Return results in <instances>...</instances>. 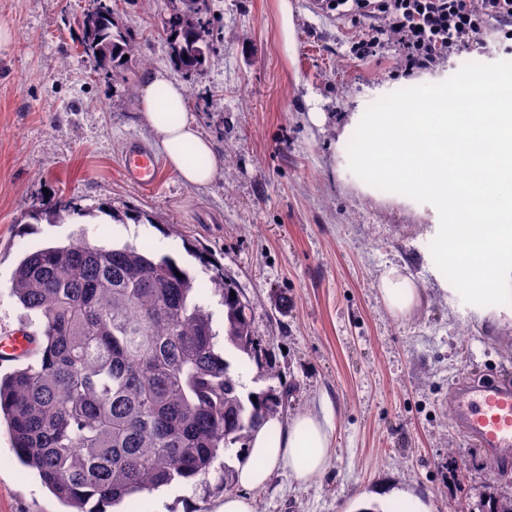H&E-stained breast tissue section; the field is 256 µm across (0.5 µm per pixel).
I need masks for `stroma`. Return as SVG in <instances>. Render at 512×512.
<instances>
[{
	"label": "stroma",
	"instance_id": "obj_1",
	"mask_svg": "<svg viewBox=\"0 0 512 512\" xmlns=\"http://www.w3.org/2000/svg\"><path fill=\"white\" fill-rule=\"evenodd\" d=\"M210 53L185 76L188 103L224 161L205 187L168 167L145 189L127 182L128 141L153 149L135 119L141 75L171 68L162 31L170 0H112L146 63L123 84L91 75L79 21L93 0H0L14 41L0 51V336L32 332L11 296L25 251L86 233L100 246H150L197 277L222 330L210 266L235 281L274 373L238 364L247 389L284 395L287 421L313 412L332 426L327 465L308 481L274 473L249 491L255 512H358L383 494L382 512H474L488 496H512V462L492 467L464 445L448 394L461 375L512 369V305L480 307L444 291L430 244L434 206L365 183L349 167L352 115L393 91L439 83L474 61L512 60L494 26L430 69L402 73L394 54L359 62V33L309 0H209ZM71 215L34 223L41 198ZM139 215L138 230L111 211ZM406 266L424 290L411 314L393 316L377 282ZM216 475L174 484L117 505L116 512H218ZM0 512H63L0 432Z\"/></svg>",
	"mask_w": 512,
	"mask_h": 512
}]
</instances>
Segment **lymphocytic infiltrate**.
Segmentation results:
<instances>
[{
    "label": "lymphocytic infiltrate",
    "instance_id": "f902f5d3",
    "mask_svg": "<svg viewBox=\"0 0 512 512\" xmlns=\"http://www.w3.org/2000/svg\"><path fill=\"white\" fill-rule=\"evenodd\" d=\"M350 14L367 21L351 45L358 60L393 46L409 72L429 68L487 25L512 39V0H353Z\"/></svg>",
    "mask_w": 512,
    "mask_h": 512
}]
</instances>
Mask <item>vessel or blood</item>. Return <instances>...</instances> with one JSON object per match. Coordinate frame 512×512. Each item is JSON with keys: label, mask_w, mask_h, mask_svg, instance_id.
<instances>
[{"label": "vessel or blood", "mask_w": 512, "mask_h": 512, "mask_svg": "<svg viewBox=\"0 0 512 512\" xmlns=\"http://www.w3.org/2000/svg\"><path fill=\"white\" fill-rule=\"evenodd\" d=\"M160 163L137 142H129L122 157L125 178L139 187L158 181ZM449 402L457 430L467 446L485 451V461L498 466L512 458V377L491 380L471 374L453 387Z\"/></svg>", "instance_id": "obj_1"}]
</instances>
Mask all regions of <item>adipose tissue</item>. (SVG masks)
<instances>
[{"label":"adipose tissue","mask_w":512,"mask_h":512,"mask_svg":"<svg viewBox=\"0 0 512 512\" xmlns=\"http://www.w3.org/2000/svg\"><path fill=\"white\" fill-rule=\"evenodd\" d=\"M137 121L153 136L169 170L183 183L204 186L219 175L222 163L209 138L199 130L188 105L185 84L164 70H146L138 99ZM379 292L392 312L405 314L422 302L423 291L412 276L392 266L382 273ZM328 420L305 413L287 422L271 418L252 435L236 468L246 488L267 484L280 470L306 480L324 470L330 446Z\"/></svg>","instance_id":"adipose-tissue-1"}]
</instances>
